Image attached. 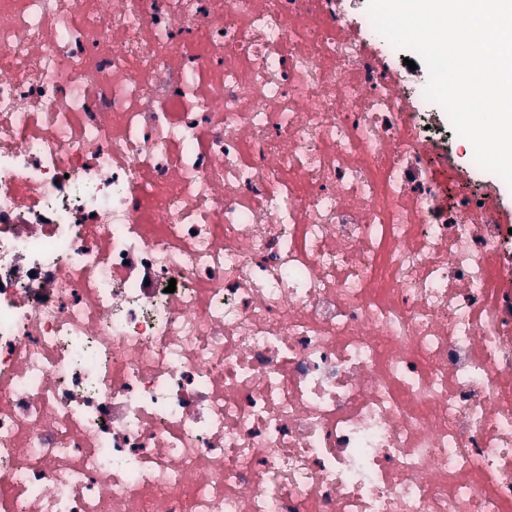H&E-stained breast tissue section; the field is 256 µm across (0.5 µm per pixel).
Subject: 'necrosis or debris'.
<instances>
[{"label": "necrosis or debris", "mask_w": 512, "mask_h": 512, "mask_svg": "<svg viewBox=\"0 0 512 512\" xmlns=\"http://www.w3.org/2000/svg\"><path fill=\"white\" fill-rule=\"evenodd\" d=\"M370 24L0 0V512H512V229Z\"/></svg>", "instance_id": "necrosis-or-debris-1"}]
</instances>
